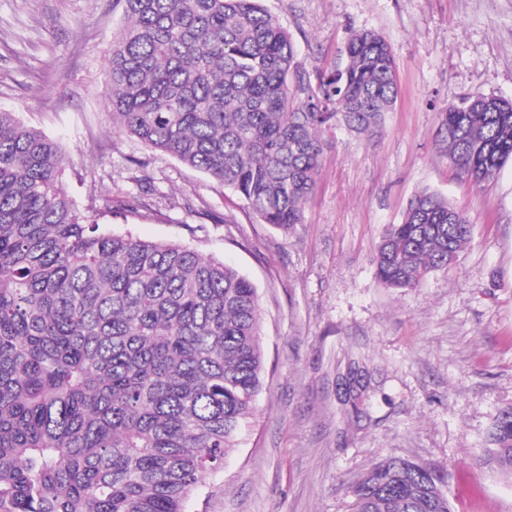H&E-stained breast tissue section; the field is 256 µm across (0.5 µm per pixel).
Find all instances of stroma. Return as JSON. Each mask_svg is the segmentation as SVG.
<instances>
[{"label":"stroma","instance_id":"1","mask_svg":"<svg viewBox=\"0 0 512 512\" xmlns=\"http://www.w3.org/2000/svg\"><path fill=\"white\" fill-rule=\"evenodd\" d=\"M301 71L340 64L351 32L387 41L400 86L383 130L337 134L303 223L262 221L230 191L112 127L104 75L121 0H0V110L57 140L79 210L131 195L102 230L177 242L255 285L263 385L240 444L190 512H351L383 458L445 474L454 512H512V480L477 466L512 404V164L482 186L439 155V117L464 96L512 99V0H261ZM430 188L463 207L474 238L419 287L381 285L383 229Z\"/></svg>","mask_w":512,"mask_h":512}]
</instances>
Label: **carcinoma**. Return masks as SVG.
<instances>
[{
	"mask_svg": "<svg viewBox=\"0 0 512 512\" xmlns=\"http://www.w3.org/2000/svg\"><path fill=\"white\" fill-rule=\"evenodd\" d=\"M105 72L113 127L207 174L260 220L304 222L330 139L372 136L399 96L386 40L301 73L260 0H123ZM436 145L457 175L512 162V99L464 96ZM57 142L0 111V512H188L239 445L264 371L259 299L224 262L100 230L64 188ZM467 211L428 188L381 233L378 281L417 287L471 242ZM476 463L512 479V405ZM353 512H453L437 468L391 457Z\"/></svg>",
	"mask_w": 512,
	"mask_h": 512,
	"instance_id": "1",
	"label": "carcinoma"
}]
</instances>
